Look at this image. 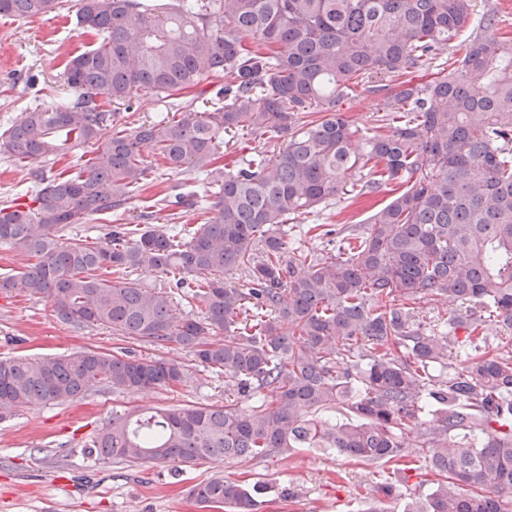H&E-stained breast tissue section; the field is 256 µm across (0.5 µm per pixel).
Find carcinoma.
<instances>
[{
	"mask_svg": "<svg viewBox=\"0 0 512 512\" xmlns=\"http://www.w3.org/2000/svg\"><path fill=\"white\" fill-rule=\"evenodd\" d=\"M473 0H79L98 37L63 71L65 99L0 131L22 164L92 143L74 175L29 171L27 203L0 205V243L35 262L0 292L45 298L62 320L155 347L177 345L224 375L222 405L114 414L86 448L98 459L184 465L334 448L366 463L401 454L422 422L439 480L405 512H512V355L485 327L512 328V45L495 10L479 32ZM61 0H0L34 18ZM427 86L410 75L449 48ZM383 73L398 90L374 81ZM224 77L203 112L117 124L106 104L148 88L171 95ZM381 95L382 124L355 144L342 108L353 87ZM278 142L272 158L216 165L224 134ZM204 170L196 227L116 224L105 241L65 239L120 210L161 173ZM379 177L362 181L363 172ZM405 186L368 227L340 230L336 252L288 246L284 224L337 196ZM162 278L145 288L133 275ZM244 274L246 287L225 278ZM464 313L429 329L424 297ZM201 303L198 315L179 304ZM221 337H215V334ZM181 364L86 350L49 360L0 358V421L15 409L115 392L171 388ZM253 400L249 410L240 406ZM255 489L218 475L190 489L208 508L256 512Z\"/></svg>",
	"mask_w": 512,
	"mask_h": 512,
	"instance_id": "1",
	"label": "carcinoma"
}]
</instances>
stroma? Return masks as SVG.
Returning <instances> with one entry per match:
<instances>
[{
	"label": "stroma",
	"instance_id": "obj_1",
	"mask_svg": "<svg viewBox=\"0 0 512 512\" xmlns=\"http://www.w3.org/2000/svg\"><path fill=\"white\" fill-rule=\"evenodd\" d=\"M64 9L31 18L0 16V127L29 108L45 107L63 96V69L74 56L93 45L91 34L77 23V0ZM224 85L212 77L199 87L166 99L141 89L131 101L138 121L158 114L179 116L186 109L204 111L208 97ZM200 190L196 170H169L149 182L122 210L106 211L70 225L67 235L101 236L115 223L139 224L144 214L153 223H196L185 208L150 213L155 199ZM394 196L390 188L357 199H334L320 214H302L287 224L288 237L301 250L334 249L339 224H363ZM324 225L315 236L310 227ZM134 348L145 356L182 363L189 377L182 385L138 393H119L100 386L84 397L18 409L0 421V512H206L189 495L190 488L222 475L247 485L262 486L257 512H364L374 488L393 473L388 464L365 466L331 450L296 448L265 459L238 462L204 458L175 473L167 464L131 465L99 461L83 448L113 413L133 407L167 408L181 404H223L224 378L204 371L193 355L177 347H152L112 335L100 327L74 326L60 320L44 299L0 293V357L55 358L82 350L112 353ZM431 449L408 435L401 453L407 471L391 501L392 512H403L414 498L429 494L437 480L429 468Z\"/></svg>",
	"mask_w": 512,
	"mask_h": 512
}]
</instances>
